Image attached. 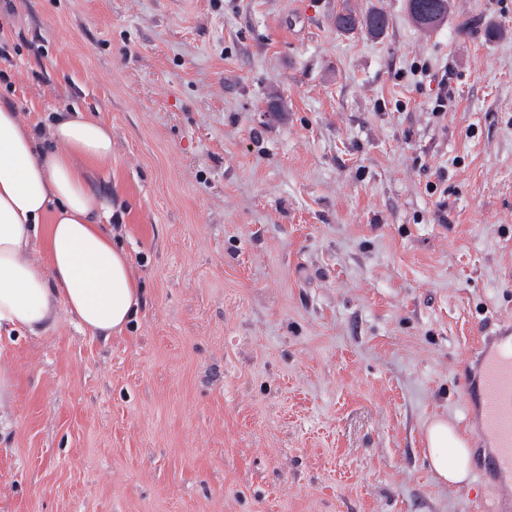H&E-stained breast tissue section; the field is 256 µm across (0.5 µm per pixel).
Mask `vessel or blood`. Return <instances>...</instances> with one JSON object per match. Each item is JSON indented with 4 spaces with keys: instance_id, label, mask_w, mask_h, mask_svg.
Segmentation results:
<instances>
[{
    "instance_id": "obj_1",
    "label": "vessel or blood",
    "mask_w": 512,
    "mask_h": 512,
    "mask_svg": "<svg viewBox=\"0 0 512 512\" xmlns=\"http://www.w3.org/2000/svg\"><path fill=\"white\" fill-rule=\"evenodd\" d=\"M474 356L480 368V437L493 450L487 465L512 479V333L480 337Z\"/></svg>"
}]
</instances>
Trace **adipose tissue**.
<instances>
[{
    "label": "adipose tissue",
    "instance_id": "ef3b65f1",
    "mask_svg": "<svg viewBox=\"0 0 512 512\" xmlns=\"http://www.w3.org/2000/svg\"><path fill=\"white\" fill-rule=\"evenodd\" d=\"M50 136L56 151L40 152L18 112L0 104V330L39 334L63 308L89 333L122 332L140 289L128 253L112 244V209L87 182L112 159V126L75 109ZM424 444L436 481H467L471 450L446 417L428 422Z\"/></svg>",
    "mask_w": 512,
    "mask_h": 512
}]
</instances>
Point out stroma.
Here are the masks:
<instances>
[{
	"label": "stroma",
	"instance_id": "stroma-1",
	"mask_svg": "<svg viewBox=\"0 0 512 512\" xmlns=\"http://www.w3.org/2000/svg\"><path fill=\"white\" fill-rule=\"evenodd\" d=\"M388 17L340 33L343 7ZM296 16L298 34L283 26ZM453 98L434 112L428 75ZM0 102L51 152L78 108L144 305L0 335V512H494L465 377L512 328V0H0ZM424 460L433 478L444 484L460 485L471 469L467 439L444 416L431 419L424 430Z\"/></svg>",
	"mask_w": 512,
	"mask_h": 512
}]
</instances>
